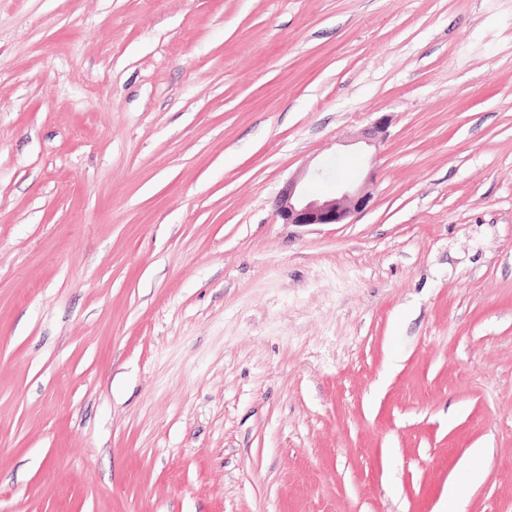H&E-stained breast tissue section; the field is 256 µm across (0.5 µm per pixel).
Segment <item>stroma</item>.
Masks as SVG:
<instances>
[{"mask_svg":"<svg viewBox=\"0 0 512 512\" xmlns=\"http://www.w3.org/2000/svg\"><path fill=\"white\" fill-rule=\"evenodd\" d=\"M314 168L369 208L282 223ZM452 495L512 512V0H0V512Z\"/></svg>","mask_w":512,"mask_h":512,"instance_id":"35a3bbf8","label":"stroma"}]
</instances>
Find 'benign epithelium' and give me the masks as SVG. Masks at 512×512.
Listing matches in <instances>:
<instances>
[{"instance_id":"benign-epithelium-1","label":"benign epithelium","mask_w":512,"mask_h":512,"mask_svg":"<svg viewBox=\"0 0 512 512\" xmlns=\"http://www.w3.org/2000/svg\"><path fill=\"white\" fill-rule=\"evenodd\" d=\"M370 201L365 185L353 182L344 183L333 198H314L297 177L282 190L279 216L285 224H345L351 216L365 211Z\"/></svg>"}]
</instances>
